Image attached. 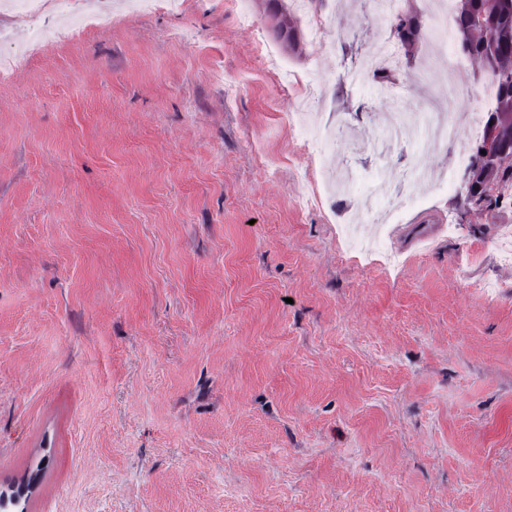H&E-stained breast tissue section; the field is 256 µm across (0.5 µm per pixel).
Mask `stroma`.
<instances>
[{
	"label": "stroma",
	"mask_w": 512,
	"mask_h": 512,
	"mask_svg": "<svg viewBox=\"0 0 512 512\" xmlns=\"http://www.w3.org/2000/svg\"><path fill=\"white\" fill-rule=\"evenodd\" d=\"M183 0L140 15L74 0L0 4V491L26 512H512V266L492 243L512 202L456 190L424 214L457 236L393 270L345 253L344 216L299 208L300 173L401 175L448 157L378 120L432 110V0L397 83L352 82L395 19L313 0ZM295 28L281 85L261 58ZM192 27L196 46L178 34ZM315 85L326 146L285 119Z\"/></svg>",
	"instance_id": "obj_1"
}]
</instances>
